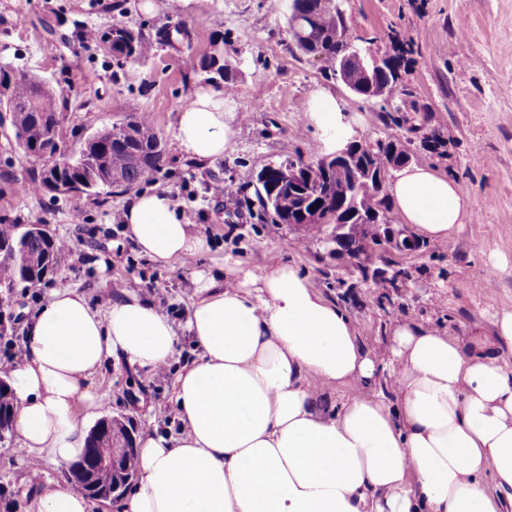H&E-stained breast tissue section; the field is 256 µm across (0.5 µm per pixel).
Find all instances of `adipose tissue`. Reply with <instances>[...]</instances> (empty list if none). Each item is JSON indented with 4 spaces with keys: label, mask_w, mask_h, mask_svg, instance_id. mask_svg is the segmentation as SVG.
I'll use <instances>...</instances> for the list:
<instances>
[{
    "label": "adipose tissue",
    "mask_w": 512,
    "mask_h": 512,
    "mask_svg": "<svg viewBox=\"0 0 512 512\" xmlns=\"http://www.w3.org/2000/svg\"><path fill=\"white\" fill-rule=\"evenodd\" d=\"M305 108L325 116L324 148L336 149L345 122L333 94L312 89ZM236 111L222 87L196 88L178 112L180 152L199 164L223 156ZM390 191L402 224L432 242H446L469 207L428 166L401 169ZM124 219L156 264L208 249L166 193L135 195ZM185 336L193 351L172 391L179 431L139 438L137 483L119 512H512V367L410 321L379 356L287 262L200 278L179 329L134 291L100 312L75 289H52L25 321L23 360L9 375L19 448L33 463L77 459L101 405L92 377L112 362L158 369ZM383 378L386 395L373 390ZM353 385L363 394L324 416L327 392ZM93 509L49 479L27 512Z\"/></svg>",
    "instance_id": "1"
}]
</instances>
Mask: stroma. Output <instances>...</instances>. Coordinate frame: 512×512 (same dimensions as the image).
<instances>
[{
	"label": "stroma",
	"instance_id": "35a3bbf8",
	"mask_svg": "<svg viewBox=\"0 0 512 512\" xmlns=\"http://www.w3.org/2000/svg\"><path fill=\"white\" fill-rule=\"evenodd\" d=\"M0 0V59L24 67L54 88H64L62 136L75 150L88 131L122 122L132 111L153 117L166 145V162L145 191L165 192L210 249L170 267L147 262L125 234L129 192L102 199L30 194L21 188L30 165L22 157L10 123L0 124V221L44 224L76 246L69 264L35 288H17L0 318V357L22 356L23 324L51 289L84 292L98 310L125 291L166 300L170 318L183 324L195 298L191 282L226 276L235 268L261 271L278 261L294 263L313 288L336 300L365 344L387 353L400 321L430 326L467 343L494 336V321L512 311V0H341L348 37L362 51L396 53L409 39L402 80L427 107V127L442 144L424 148L419 134L384 127L379 102L353 95L329 75V63L302 55L288 32L291 0H183L170 11L146 16L138 0ZM192 29L189 42L155 44L141 62L116 64L88 51L76 26L122 23L154 36L167 22ZM225 39L234 68L235 135L223 157L201 166L186 159L174 138L177 112L192 91L205 85L195 70L211 40ZM329 90L361 138H392L416 165H428L457 181L470 209L442 244L430 243L402 257L407 276L399 287L378 289L360 272L329 254L321 239H298L285 224L262 222L244 208H225L209 193L216 180L246 185L268 165L288 159L315 160L323 153L325 124L305 112L311 89ZM83 220L73 223L74 210ZM176 364L162 373L103 367L92 390L105 400L100 416L148 427L139 402H169ZM29 463L14 443H0V512H25Z\"/></svg>",
	"mask_w": 512,
	"mask_h": 512
}]
</instances>
